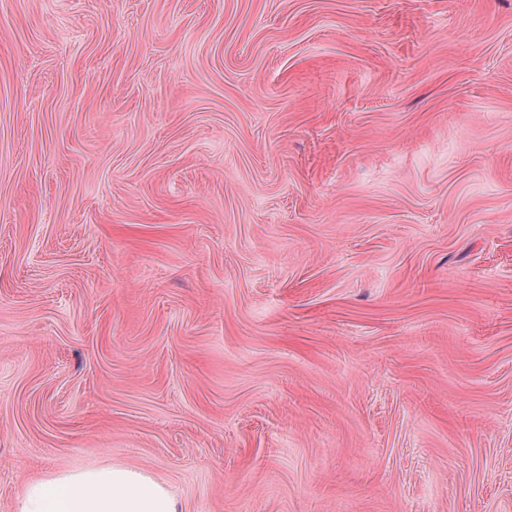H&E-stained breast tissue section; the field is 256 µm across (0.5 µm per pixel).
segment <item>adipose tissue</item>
Listing matches in <instances>:
<instances>
[{
    "label": "adipose tissue",
    "mask_w": 512,
    "mask_h": 512,
    "mask_svg": "<svg viewBox=\"0 0 512 512\" xmlns=\"http://www.w3.org/2000/svg\"><path fill=\"white\" fill-rule=\"evenodd\" d=\"M14 512H182L179 500L150 473L104 467L60 471L27 482Z\"/></svg>",
    "instance_id": "adipose-tissue-1"
}]
</instances>
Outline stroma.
I'll return each mask as SVG.
<instances>
[{"label":"stroma","instance_id":"1","mask_svg":"<svg viewBox=\"0 0 512 512\" xmlns=\"http://www.w3.org/2000/svg\"><path fill=\"white\" fill-rule=\"evenodd\" d=\"M512 512V0H0V512ZM14 512H182L179 500L150 473L104 467L60 471L27 482Z\"/></svg>","mask_w":512,"mask_h":512}]
</instances>
